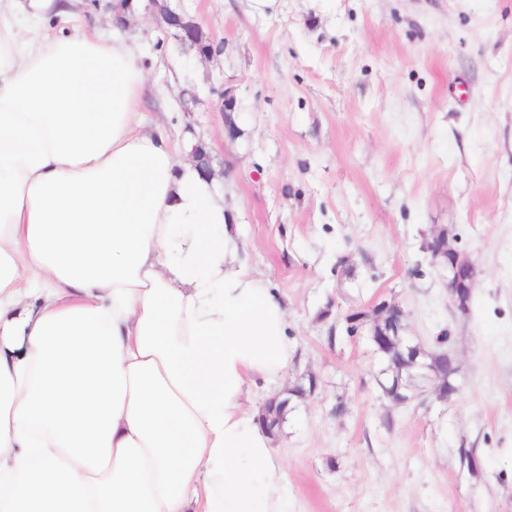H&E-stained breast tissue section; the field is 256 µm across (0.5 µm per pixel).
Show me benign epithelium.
I'll return each mask as SVG.
<instances>
[{
  "label": "benign epithelium",
  "instance_id": "obj_1",
  "mask_svg": "<svg viewBox=\"0 0 512 512\" xmlns=\"http://www.w3.org/2000/svg\"><path fill=\"white\" fill-rule=\"evenodd\" d=\"M163 14L166 32L180 45L198 50V55L207 58L215 53L212 44L205 40L200 27L185 14L171 10L165 6L160 8ZM434 257H440L448 265L453 285L448 287L449 301L457 308L465 305L471 295L477 277V264L471 256L459 253L450 243L449 234L437 232L427 245ZM404 312L394 302L382 301L371 312L356 310L345 317L349 325L357 327V331L365 330L376 350L382 351L395 346L410 366L405 376H396L391 381L388 394L397 403L408 400L407 391L413 388V381L423 378L433 384V393L441 402L448 401L452 391L444 387L446 380L434 377L427 372L426 358L429 357L420 345L411 343L404 336Z\"/></svg>",
  "mask_w": 512,
  "mask_h": 512
}]
</instances>
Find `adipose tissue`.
I'll return each instance as SVG.
<instances>
[{
  "instance_id": "obj_1",
  "label": "adipose tissue",
  "mask_w": 512,
  "mask_h": 512,
  "mask_svg": "<svg viewBox=\"0 0 512 512\" xmlns=\"http://www.w3.org/2000/svg\"><path fill=\"white\" fill-rule=\"evenodd\" d=\"M0 0V512H288L250 380L292 354L135 49Z\"/></svg>"
}]
</instances>
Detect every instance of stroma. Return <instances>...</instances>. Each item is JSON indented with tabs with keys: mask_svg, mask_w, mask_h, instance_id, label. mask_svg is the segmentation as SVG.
Masks as SVG:
<instances>
[{
	"mask_svg": "<svg viewBox=\"0 0 512 512\" xmlns=\"http://www.w3.org/2000/svg\"><path fill=\"white\" fill-rule=\"evenodd\" d=\"M89 3L49 33L92 22L137 48L146 131L181 164L207 152L246 269L286 311L293 357L252 403L317 382L272 438L291 512H512V0H163L207 60L142 0L121 25ZM442 227L478 263L466 314L424 250ZM384 300L427 350L447 331L448 403L393 402L344 334ZM163 14L166 32L170 34L180 45L196 48L200 58L210 57L215 53L212 44L205 40L200 27L185 14L160 6Z\"/></svg>",
	"mask_w": 512,
	"mask_h": 512,
	"instance_id": "1",
	"label": "stroma"
}]
</instances>
